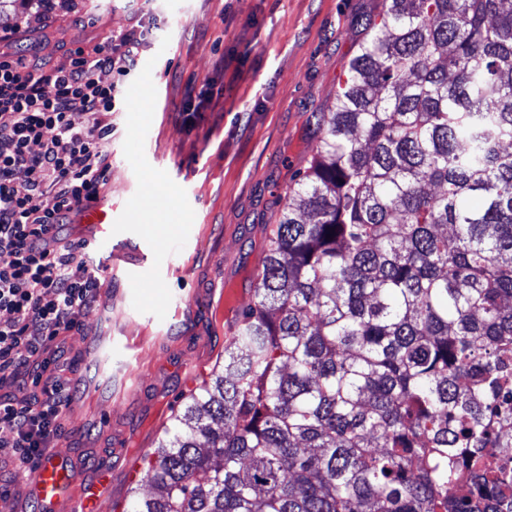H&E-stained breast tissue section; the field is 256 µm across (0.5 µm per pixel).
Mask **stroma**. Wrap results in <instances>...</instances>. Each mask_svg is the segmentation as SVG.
<instances>
[{"label":"stroma","instance_id":"stroma-1","mask_svg":"<svg viewBox=\"0 0 512 512\" xmlns=\"http://www.w3.org/2000/svg\"><path fill=\"white\" fill-rule=\"evenodd\" d=\"M53 12L7 7L5 51L70 67L77 47L109 42L142 20L138 65L112 116L107 196L120 228L113 249L153 250L156 277L116 262L101 271L95 306L67 339L73 400L53 445L98 462L115 438L153 450L191 391L186 365L212 368L224 331L206 295L217 278L257 274L294 174L313 154L316 112L329 111L366 14L381 0H52ZM218 96L189 128L190 88ZM159 202L126 216L146 186Z\"/></svg>","mask_w":512,"mask_h":512}]
</instances>
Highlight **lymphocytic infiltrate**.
<instances>
[{
  "mask_svg": "<svg viewBox=\"0 0 512 512\" xmlns=\"http://www.w3.org/2000/svg\"><path fill=\"white\" fill-rule=\"evenodd\" d=\"M142 45L135 26L79 49L66 70L0 52V453L21 469L36 465L73 399L66 338L81 330L100 275L75 273L85 242L62 229L104 196L112 114ZM106 71L112 82L100 80Z\"/></svg>",
  "mask_w": 512,
  "mask_h": 512,
  "instance_id": "f902f5d3",
  "label": "lymphocytic infiltrate"
}]
</instances>
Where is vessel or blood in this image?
Wrapping results in <instances>:
<instances>
[{"instance_id": "1", "label": "vessel or blood", "mask_w": 512, "mask_h": 512, "mask_svg": "<svg viewBox=\"0 0 512 512\" xmlns=\"http://www.w3.org/2000/svg\"><path fill=\"white\" fill-rule=\"evenodd\" d=\"M78 221L86 229L85 240L93 250H112V204L102 201L83 206ZM251 295L247 288H223L217 305L225 335L237 328L241 304ZM139 463L135 456L119 448L110 459L94 467H79L55 448H48L28 477L17 512H117L122 500L114 489L115 477L135 481Z\"/></svg>"}]
</instances>
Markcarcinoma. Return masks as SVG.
<instances>
[{
  "label": "carcinoma",
  "mask_w": 512,
  "mask_h": 512,
  "mask_svg": "<svg viewBox=\"0 0 512 512\" xmlns=\"http://www.w3.org/2000/svg\"><path fill=\"white\" fill-rule=\"evenodd\" d=\"M313 117L125 512H512V0H383Z\"/></svg>",
  "instance_id": "obj_1"
}]
</instances>
